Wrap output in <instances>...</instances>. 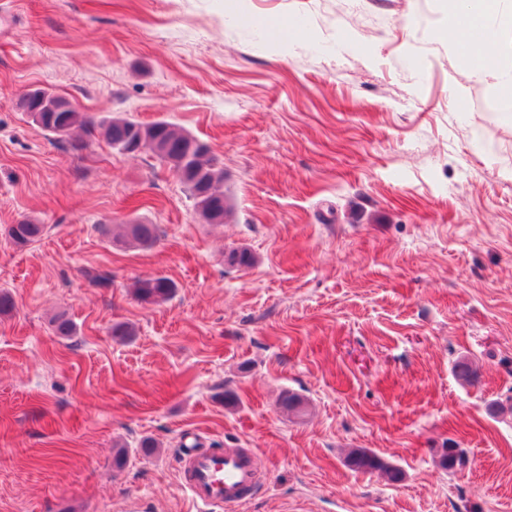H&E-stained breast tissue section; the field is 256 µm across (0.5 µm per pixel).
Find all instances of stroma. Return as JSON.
<instances>
[{"label":"stroma","mask_w":512,"mask_h":512,"mask_svg":"<svg viewBox=\"0 0 512 512\" xmlns=\"http://www.w3.org/2000/svg\"><path fill=\"white\" fill-rule=\"evenodd\" d=\"M447 13L0 0V228L45 227L23 246L0 236L15 300L0 315V512H192L187 438L257 451L238 512H512V414L487 411L512 401V103L449 49ZM34 88L206 143L230 216L205 223L148 154L58 141L20 105ZM135 221L157 244L113 243ZM233 248L253 265L226 264ZM158 276L174 297L138 301L133 282ZM62 314L74 335L53 331ZM117 322L134 336L112 338ZM462 356L474 383L454 375ZM286 391L304 415L283 411ZM450 440L469 458L456 474L435 455ZM353 448L402 480L352 471Z\"/></svg>","instance_id":"obj_1"}]
</instances>
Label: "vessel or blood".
Segmentation results:
<instances>
[{"instance_id":"b4317fda","label":"vessel or blood","mask_w":512,"mask_h":512,"mask_svg":"<svg viewBox=\"0 0 512 512\" xmlns=\"http://www.w3.org/2000/svg\"><path fill=\"white\" fill-rule=\"evenodd\" d=\"M261 460L246 448L186 446L179 455L181 485L196 512H229L245 503L256 488Z\"/></svg>"}]
</instances>
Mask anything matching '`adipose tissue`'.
Instances as JSON below:
<instances>
[{
  "label": "adipose tissue",
  "instance_id": "obj_1",
  "mask_svg": "<svg viewBox=\"0 0 512 512\" xmlns=\"http://www.w3.org/2000/svg\"><path fill=\"white\" fill-rule=\"evenodd\" d=\"M497 0H466L454 2L448 12V29L454 34V44L462 48L473 63L476 79L498 78L501 40L488 23Z\"/></svg>",
  "mask_w": 512,
  "mask_h": 512
}]
</instances>
